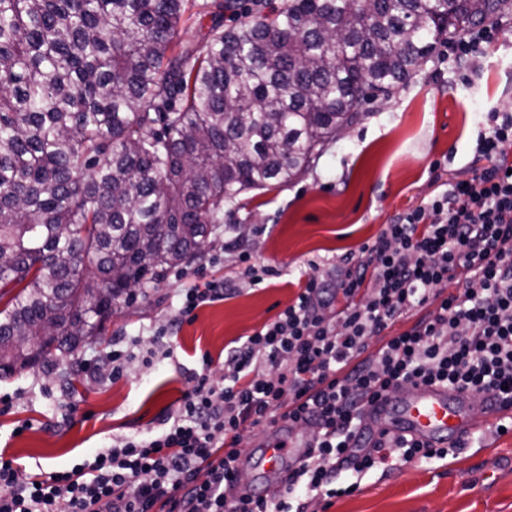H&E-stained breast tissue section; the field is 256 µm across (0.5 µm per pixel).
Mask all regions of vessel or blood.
Masks as SVG:
<instances>
[{
    "label": "vessel or blood",
    "instance_id": "1",
    "mask_svg": "<svg viewBox=\"0 0 512 512\" xmlns=\"http://www.w3.org/2000/svg\"><path fill=\"white\" fill-rule=\"evenodd\" d=\"M466 393L441 386L403 387L391 391L365 408L364 426L373 434L408 435L443 448L469 435ZM244 459L255 462L271 481H279L286 466H299L307 458L303 441L289 438L287 446L271 443L266 448L245 449Z\"/></svg>",
    "mask_w": 512,
    "mask_h": 512
}]
</instances>
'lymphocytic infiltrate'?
Masks as SVG:
<instances>
[{
	"label": "lymphocytic infiltrate",
	"mask_w": 512,
	"mask_h": 512,
	"mask_svg": "<svg viewBox=\"0 0 512 512\" xmlns=\"http://www.w3.org/2000/svg\"><path fill=\"white\" fill-rule=\"evenodd\" d=\"M511 153L512 113L488 112L473 155L480 172L385 225L342 277L309 276L276 320L228 350L221 379L203 358L158 431L50 473L24 477L0 458V512H306L310 500L337 496L340 473L365 474L395 453L406 463L447 457L359 428L370 401L418 384L512 408ZM452 277L459 287L448 295L442 285ZM234 288L221 279L185 288L170 328ZM339 294L344 307L327 317ZM432 301L429 316L364 357L371 336ZM282 419L318 433L271 500L241 489L240 443L245 431Z\"/></svg>",
	"instance_id": "1"
}]
</instances>
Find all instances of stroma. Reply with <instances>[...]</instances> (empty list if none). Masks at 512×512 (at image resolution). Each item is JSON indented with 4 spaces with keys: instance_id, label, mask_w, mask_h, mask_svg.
Instances as JSON below:
<instances>
[{
    "instance_id": "35a3bbf8",
    "label": "stroma",
    "mask_w": 512,
    "mask_h": 512,
    "mask_svg": "<svg viewBox=\"0 0 512 512\" xmlns=\"http://www.w3.org/2000/svg\"><path fill=\"white\" fill-rule=\"evenodd\" d=\"M493 110L512 112V29L462 64L435 52L407 85L363 102L359 121L303 176L225 203L203 259L115 305L102 340L0 377V396L12 398L0 405V452L22 472L48 473L113 440L157 431L188 387L184 370L200 369L206 355L221 376L225 352L273 322L308 274L360 257L363 244L439 193L442 182L472 177L477 133ZM252 269L269 275L250 285ZM222 277L236 280V291L196 309L168 336L170 357L101 379L97 362L112 337L132 341L137 353L154 349L153 336L180 308L183 289ZM468 415L476 434L447 457L372 469L356 491L312 504V512H512V432L484 434L481 399L471 400Z\"/></svg>"
}]
</instances>
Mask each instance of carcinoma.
Returning <instances> with one entry per match:
<instances>
[{
    "label": "carcinoma",
    "mask_w": 512,
    "mask_h": 512,
    "mask_svg": "<svg viewBox=\"0 0 512 512\" xmlns=\"http://www.w3.org/2000/svg\"><path fill=\"white\" fill-rule=\"evenodd\" d=\"M502 0H285L203 46L186 0H0V372L97 336L249 189L303 175L359 106Z\"/></svg>",
    "instance_id": "cac0c4a2"
}]
</instances>
